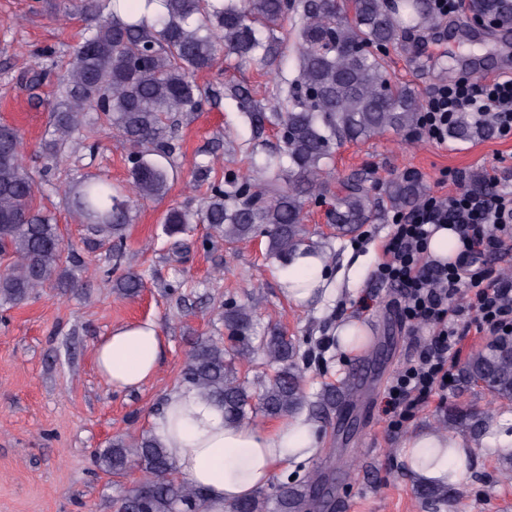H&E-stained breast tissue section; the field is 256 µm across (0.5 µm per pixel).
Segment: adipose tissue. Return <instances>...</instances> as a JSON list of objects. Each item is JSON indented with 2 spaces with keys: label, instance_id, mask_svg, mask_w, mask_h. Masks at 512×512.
Wrapping results in <instances>:
<instances>
[{
  "label": "adipose tissue",
  "instance_id": "obj_1",
  "mask_svg": "<svg viewBox=\"0 0 512 512\" xmlns=\"http://www.w3.org/2000/svg\"><path fill=\"white\" fill-rule=\"evenodd\" d=\"M278 280L282 293L299 306L315 303L331 288L323 256L311 252H297L288 265L279 267ZM165 348L166 339L155 322L123 324L98 342L96 366L113 390H137L156 375ZM149 427L178 476L206 491L208 512H228L232 504L266 486L281 464L318 451L315 428L306 418L292 416L268 429L230 425L221 407L184 387L167 394L161 410L150 416ZM452 448L466 458L472 443L457 433L411 435L403 445L408 475L421 484L444 483L452 475ZM469 475L463 465L452 476L463 483Z\"/></svg>",
  "mask_w": 512,
  "mask_h": 512
}]
</instances>
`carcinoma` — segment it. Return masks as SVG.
Returning a JSON list of instances; mask_svg holds the SVG:
<instances>
[{
    "instance_id": "1",
    "label": "carcinoma",
    "mask_w": 512,
    "mask_h": 512,
    "mask_svg": "<svg viewBox=\"0 0 512 512\" xmlns=\"http://www.w3.org/2000/svg\"><path fill=\"white\" fill-rule=\"evenodd\" d=\"M487 13L512 20V0H480ZM153 0H81L89 24L81 33L52 106L41 144L44 182L23 164L22 142L15 130L0 126V306L28 303L46 288L66 293L82 285L85 268L64 257L67 245L60 225L32 207L43 184L53 180L51 162L66 147L83 145L86 117L115 130L130 144L128 191L107 178L65 182L73 213L91 230L97 245L118 260L133 199H161L168 191L175 144L170 142L175 115L197 110L202 96L194 73L213 67L220 49L266 64L284 53L287 42L276 35L286 21L294 31L298 74L278 86L272 112L253 104L249 93L235 98L258 130L264 122L279 127L283 146L264 162V186L236 173L213 175L208 161L195 163L183 185L188 196L203 195L196 210L169 209L165 234L177 249L195 224L226 242L266 238V254L280 263L304 247H318L302 224L304 205L327 192L322 174L333 148L365 142L385 132L413 133L423 103L407 84L393 85L385 59L376 49L404 42L409 29L428 31L437 20L430 0H160L164 10L145 24L141 9ZM492 129L467 118L448 126L456 141L487 139ZM394 208L415 206L419 184L397 179L386 189ZM364 184L343 182L335 195L332 223L339 235L353 234L379 217ZM145 274L126 270L114 280L125 298L145 288ZM260 300L234 302L224 309V327L233 344L200 337L186 351L181 382L200 397L224 408L229 424H244L261 413L288 417L304 407H336L333 394H314L303 385L296 342L271 331L254 336ZM262 359L277 367L253 390L236 362ZM470 378L485 382L493 396L512 402V350L493 342L478 349L466 366ZM110 475L136 471V481L113 497L115 512H207L206 492L177 476L173 461L150 433L129 434L109 442L96 456ZM325 496L272 482L230 512H324Z\"/></svg>"
}]
</instances>
